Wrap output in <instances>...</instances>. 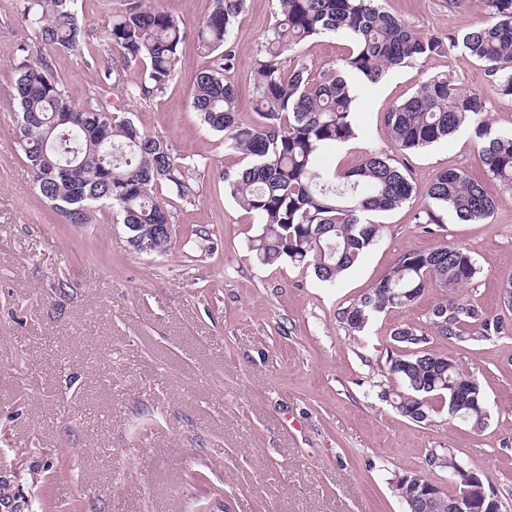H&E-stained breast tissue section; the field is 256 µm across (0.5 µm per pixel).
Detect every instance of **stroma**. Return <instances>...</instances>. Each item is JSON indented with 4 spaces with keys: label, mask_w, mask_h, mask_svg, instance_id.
Returning <instances> with one entry per match:
<instances>
[{
    "label": "stroma",
    "mask_w": 512,
    "mask_h": 512,
    "mask_svg": "<svg viewBox=\"0 0 512 512\" xmlns=\"http://www.w3.org/2000/svg\"><path fill=\"white\" fill-rule=\"evenodd\" d=\"M380 3L426 36L454 37L484 18L479 0L465 13L448 0ZM18 6L0 0V100L25 35ZM76 10L89 31L84 47L52 60L68 96L83 104L116 51L104 0H77ZM277 12L276 0H248L234 26L231 78L248 126L257 120L253 64ZM180 59L163 95L125 105L146 134L199 161L192 201L157 188L173 225L162 255L133 251L106 208L95 223H63L36 195L16 124L0 108V512H405L393 479L419 471L447 485V472L428 463L438 448L487 473L512 512V310L499 289L512 277V190L488 179L472 130L403 153L384 122L427 76L483 89L485 68L457 46L363 86L357 136L327 160L349 169L381 150L422 188L440 170H462L484 181L492 215L462 223L413 196L381 216L376 245L324 282L307 265H263L250 252L259 227L224 183L247 161L190 106L208 58L190 40ZM432 210L441 222L428 234L421 219ZM444 242L475 258L479 272L460 293L499 318L498 337L433 335L426 317L445 297L438 288L374 315L358 335L338 322L339 309L401 254ZM406 323L482 382L483 432L443 411L416 423L393 408L400 383L377 365Z\"/></svg>",
    "instance_id": "obj_1"
}]
</instances>
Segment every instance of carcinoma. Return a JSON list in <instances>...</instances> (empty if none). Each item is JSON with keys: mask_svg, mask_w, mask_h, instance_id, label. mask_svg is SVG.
Returning <instances> with one entry per match:
<instances>
[{"mask_svg": "<svg viewBox=\"0 0 512 512\" xmlns=\"http://www.w3.org/2000/svg\"><path fill=\"white\" fill-rule=\"evenodd\" d=\"M21 18L30 34L16 45L14 121L17 148L37 194L68 224H91L106 207L122 224H169L166 202L156 187L166 184L177 197L195 196L192 172L197 161L176 156L163 142L120 118L127 99L163 95L180 62L188 30L169 11L130 0L112 14L108 38L118 57L106 69L98 95L81 105L66 94L45 50L78 52L88 30L78 17L76 0H21ZM279 18L271 25L253 66V105L258 123L244 127L238 92L228 73L236 59L231 38L247 0H215L213 10L194 33L199 53L211 66L198 72L190 103L229 148L249 164L224 176L230 196L251 214L260 233L250 250L262 264L282 259L313 266L316 276L333 281L353 267L379 240L383 225L375 217L399 208L418 192L407 172L387 154L372 150L355 168L339 171L323 164L340 143L355 138L354 97L344 74L357 71L376 85L391 68H400L460 44L482 63L492 81L485 90L463 91L446 75L425 79L408 99L393 105L385 122L396 147L414 151L473 128L486 174L512 189V135L491 130L489 97H512V0H483L485 20L459 37L443 40L419 34L406 20L382 10L378 0H278ZM344 36L350 46L311 79V65L297 54L306 40ZM143 66L135 83L123 78ZM116 97L117 104L111 103ZM425 195L460 222L490 217L495 200L484 184L460 170L436 174ZM479 273L463 246L443 243L402 254L371 291L343 307L338 321L351 334L388 309L410 307L428 288L448 297L428 312L437 335L455 341H489L501 334L498 318L458 294ZM393 349L381 368L401 384L394 408L420 422L440 403L448 419L479 433L488 424L484 387L456 361L427 348L428 337L404 324L391 336ZM459 480L466 468L448 448L431 453L429 463ZM430 479L420 472L396 477L395 495L408 512H450L452 494L444 490L420 498Z\"/></svg>", "mask_w": 512, "mask_h": 512, "instance_id": "obj_1", "label": "carcinoma"}]
</instances>
